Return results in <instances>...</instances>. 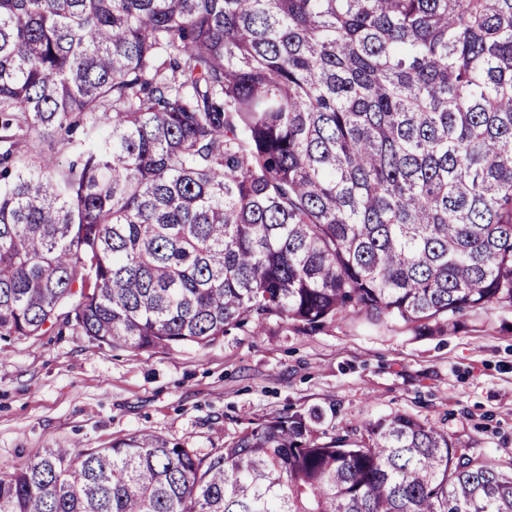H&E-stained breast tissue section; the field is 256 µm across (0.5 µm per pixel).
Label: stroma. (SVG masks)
Segmentation results:
<instances>
[{
    "instance_id": "stroma-1",
    "label": "stroma",
    "mask_w": 512,
    "mask_h": 512,
    "mask_svg": "<svg viewBox=\"0 0 512 512\" xmlns=\"http://www.w3.org/2000/svg\"><path fill=\"white\" fill-rule=\"evenodd\" d=\"M311 409L316 430L354 438L406 413L512 462V309L466 311L425 335L352 313L313 330L275 318L151 353L70 329L0 339V468L141 430L206 453L255 420Z\"/></svg>"
}]
</instances>
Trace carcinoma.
<instances>
[{
  "mask_svg": "<svg viewBox=\"0 0 512 512\" xmlns=\"http://www.w3.org/2000/svg\"><path fill=\"white\" fill-rule=\"evenodd\" d=\"M82 118L75 161L17 157ZM0 143V337L512 307V0H0ZM318 418L43 448L0 512H512V464L439 426Z\"/></svg>",
  "mask_w": 512,
  "mask_h": 512,
  "instance_id": "cac0c4a2",
  "label": "carcinoma"
}]
</instances>
